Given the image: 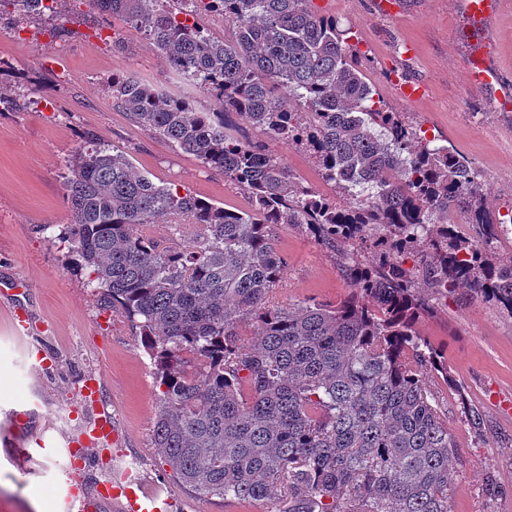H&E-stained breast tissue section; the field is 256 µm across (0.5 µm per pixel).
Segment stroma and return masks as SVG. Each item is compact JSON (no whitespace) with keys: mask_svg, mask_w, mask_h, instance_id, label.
<instances>
[{"mask_svg":"<svg viewBox=\"0 0 512 512\" xmlns=\"http://www.w3.org/2000/svg\"><path fill=\"white\" fill-rule=\"evenodd\" d=\"M402 13L384 15L376 0H331L328 9L350 42L369 59L367 76L385 108L402 113L434 144L467 156L480 174L492 211L512 209V104L499 105L492 89L467 81L476 40L466 25L464 0H403ZM69 33L52 36L57 23ZM491 56L512 91V0H504L488 27ZM413 44L411 59L401 57ZM0 62L23 74L24 88L0 77V93L19 106L0 112V283L25 284L21 296L0 292V429L10 409L23 414L18 440L30 457L17 458L0 445V512H63L66 474L76 471L87 491L111 480L117 465L140 462L142 483L171 494V512H259L244 503L200 499L171 477L152 434L157 417L153 366L131 323L103 309L89 271H73L72 255L58 235L71 216L62 176L74 150L86 138H99L127 154L136 172L154 183L227 208L245 210L247 194L223 174L203 166L153 132L130 120L112 103L108 85L116 74L135 76L174 95L194 100L199 111L218 112L219 99L197 90L172 72L142 30L121 17L100 14L87 0H60L57 13L34 18L0 16ZM425 85L415 104L400 99L388 79L395 67ZM247 135L284 157L293 173L326 195L309 155L267 138L255 128ZM278 245L285 259L282 281L270 294L271 307L304 303L333 305L350 287L336 255L297 228L280 225ZM432 310L417 327L438 348L448 366L484 413L486 433L474 437L460 407L448 404V429L457 444V472L449 490L451 512H512V415L493 396L512 392V315L470 298L465 291L430 295ZM22 308L27 330L16 334L11 315ZM89 376L104 377L102 407L81 402ZM105 409L124 436L121 446L91 450L74 464L70 439L92 425ZM499 489L487 492L488 475Z\"/></svg>","mask_w":512,"mask_h":512,"instance_id":"stroma-1","label":"stroma"}]
</instances>
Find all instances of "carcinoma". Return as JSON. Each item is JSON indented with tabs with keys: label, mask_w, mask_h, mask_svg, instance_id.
Masks as SVG:
<instances>
[{
	"label": "carcinoma",
	"mask_w": 512,
	"mask_h": 512,
	"mask_svg": "<svg viewBox=\"0 0 512 512\" xmlns=\"http://www.w3.org/2000/svg\"><path fill=\"white\" fill-rule=\"evenodd\" d=\"M89 3L143 29L224 111L199 112L134 76L112 78L115 105L251 200L234 211L175 193L102 141L76 148L64 177L72 220L61 239L91 269L100 303L138 328L160 387L153 444L179 484L265 512H450L455 442L438 392H455L476 435L484 414L416 330L430 310L416 285L464 288L512 313V263L491 255L512 217L486 207L467 158L377 107L361 57L311 0ZM47 10L0 0L1 15ZM203 13L224 18L231 37H214L196 21ZM232 113L305 150L346 204L242 137ZM456 210L482 240L452 235ZM170 215L201 227L191 245L169 249L152 235ZM279 224L337 255L351 288L341 302L267 305L285 268ZM361 247L378 263H361ZM245 322L257 339L242 336Z\"/></svg>",
	"instance_id": "obj_1"
}]
</instances>
